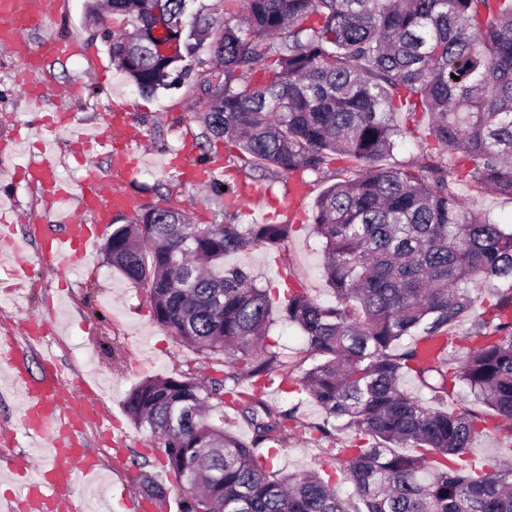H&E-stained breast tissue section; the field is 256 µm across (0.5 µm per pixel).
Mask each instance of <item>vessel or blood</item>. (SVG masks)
Here are the masks:
<instances>
[{"instance_id": "vessel-or-blood-1", "label": "vessel or blood", "mask_w": 512, "mask_h": 512, "mask_svg": "<svg viewBox=\"0 0 512 512\" xmlns=\"http://www.w3.org/2000/svg\"><path fill=\"white\" fill-rule=\"evenodd\" d=\"M60 0H0V46L8 49L22 71H30L47 56H70L78 53L77 44L63 45L47 41L33 46L22 34L23 28L46 27L56 16ZM130 105L109 110L103 116L104 133L96 136L114 170L131 174L137 169L134 151L113 145L107 129L112 124H129ZM26 182L40 189L47 203H72L75 214L63 226L61 233L44 236L40 224L27 225L34 238H44L42 252L47 270L61 272L85 261L101 226L111 223L114 216L135 211L141 204L139 196L109 188L94 164H85L78 191H70L59 179L56 165L48 159H30L22 166ZM0 356L4 357L12 376L23 389L26 403L22 420L28 433L48 437L50 449L38 463L22 458L21 469L36 468L37 478L18 485L13 500L20 512H72L74 505L67 494L76 475L95 477L101 468L97 455L88 447L82 434L88 426L103 433L111 432L112 419L92 410L94 392L87 384L69 389L54 367L53 357H45L40 376L28 371V345L18 337L0 339Z\"/></svg>"}]
</instances>
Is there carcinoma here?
<instances>
[{
    "mask_svg": "<svg viewBox=\"0 0 512 512\" xmlns=\"http://www.w3.org/2000/svg\"><path fill=\"white\" fill-rule=\"evenodd\" d=\"M197 0H106L131 30L112 36V60L153 94L172 72L192 73L207 49L216 65L197 75L207 97L205 137L233 143L264 178L333 163L357 168L315 200L324 276L322 304L288 290L281 317L306 347L285 360L269 337V289L224 257L244 247L278 249L289 224H195L179 208L144 203L112 220V267L146 288L156 322L203 358L224 357V376L150 378L124 409L149 430L182 481L183 512H512V459L489 471L466 463L476 436L512 443V230L470 210L452 190L512 197V0H238L241 16L215 23ZM179 33L161 53L151 37ZM458 79H453V76ZM434 151L387 166L411 125ZM504 282L470 332L456 326L478 296ZM443 340L424 362L417 344ZM291 365L300 392L325 414L308 427L334 448L353 486L336 493L319 470H272L262 449L289 447L300 404L267 399L265 381ZM415 375L423 401L400 384ZM234 410L244 440L210 412ZM475 294L480 297V299L475 303L474 308L471 310L469 316L466 318V320L461 324V326L457 329L456 332V345L455 348L458 351H462L469 345V340L467 338V331L470 327V323L472 320L480 316V314L483 311L484 303H482V300L487 301V299L490 298V289L484 284H478L474 287Z\"/></svg>",
    "mask_w": 512,
    "mask_h": 512,
    "instance_id": "obj_1",
    "label": "carcinoma"
}]
</instances>
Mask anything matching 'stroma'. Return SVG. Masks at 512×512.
I'll return each instance as SVG.
<instances>
[{"label": "stroma", "mask_w": 512, "mask_h": 512, "mask_svg": "<svg viewBox=\"0 0 512 512\" xmlns=\"http://www.w3.org/2000/svg\"><path fill=\"white\" fill-rule=\"evenodd\" d=\"M85 6L86 0H63L53 25L24 33L35 43L73 40L82 48L77 56L47 59L43 70L32 74V81L41 90L40 104H32L22 96L15 80L18 65L0 49V206L7 216L23 222L40 213L37 191L12 180L9 170L38 154V128L43 116L52 113L63 122L50 155L60 177L73 184L82 170L74 156V143L101 123L111 102L127 101L135 106L131 126L126 130L113 127L112 138L119 142L132 136L131 147L141 154L142 167L134 180L116 176L113 184L138 194L144 202L185 209L194 223L222 221L224 202L214 200L208 189L181 183L165 168L169 153L184 138H193L195 143L203 144L204 153L191 155L190 163L202 160L209 166H223L237 184L267 192V199L258 204L248 196H240L235 210L240 223L276 224L280 221L279 209L290 204L295 207L292 231L280 250L251 245L225 257V266L241 267L258 285L275 289L273 306H280V292L287 285L305 289L319 302H333L323 274V242L311 225L313 203L334 183V175L308 177L307 193L296 203H289L291 176L260 179L245 168L234 145L222 139L204 141L201 116L207 103L192 82L153 95L141 94L118 70L109 51L108 34L128 28L127 18L113 16L100 28L87 21ZM457 191L470 208L504 228L512 227V199L490 191L478 192L463 184L458 185ZM38 254L37 244L21 235L13 249L0 253V331L19 329L27 316L47 315L45 333L54 339L53 348L67 383L81 378L99 381V401L119 422L115 434L123 438L125 449L122 454H115L110 442L96 438L91 429L84 437L98 451L105 467L103 484L112 512H131V503L143 501L139 482L143 473L164 488V503L177 505L180 494L169 470L157 462L140 466V455L150 447L152 437L148 431L132 426L123 402L133 386L149 377L191 375L201 379L214 375L224 368L220 357L201 359L192 347L160 327L153 316L148 291L132 287L107 263L105 255H98L93 268L46 275L35 265ZM21 261L34 264L23 288L15 286L11 276L13 266ZM37 451V441L27 433L22 421L21 399L6 365L0 362V490L15 488L12 461L21 453ZM331 455L327 444L314 441L305 431L298 432L290 448L269 453L273 469L284 474L322 467L343 496L352 486L335 476L328 463Z\"/></svg>", "instance_id": "stroma-1"}]
</instances>
